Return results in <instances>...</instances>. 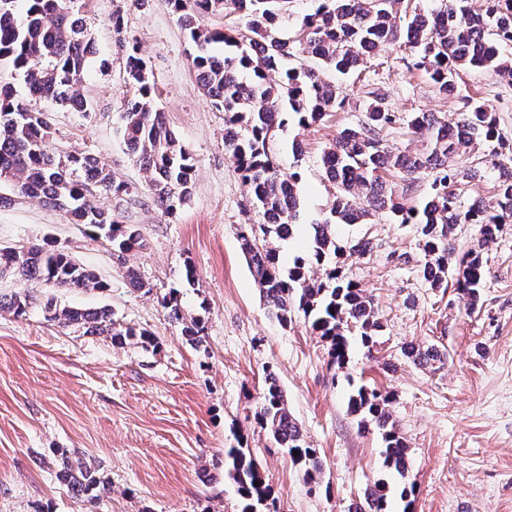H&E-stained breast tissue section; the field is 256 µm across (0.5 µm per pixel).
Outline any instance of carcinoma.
<instances>
[{
    "label": "carcinoma",
    "mask_w": 512,
    "mask_h": 512,
    "mask_svg": "<svg viewBox=\"0 0 512 512\" xmlns=\"http://www.w3.org/2000/svg\"><path fill=\"white\" fill-rule=\"evenodd\" d=\"M231 2L246 19V29L211 30L200 20ZM73 0H0V182L25 197L65 211L105 238L121 258L143 247L137 229L127 227L118 215L102 208L97 192L119 201H134L137 189L118 181L98 160L84 153H61L50 139L49 113L36 108L41 101L66 107L86 102L80 90L90 54L85 47L91 36L72 6ZM292 0H169L178 20L196 46L193 65L204 95L224 111V126L234 130L224 138L252 204L262 211L264 222L249 224L240 232L242 252L254 274L270 312L286 326L297 314L310 323L324 341L332 365L344 367L350 340L358 338L372 349L383 325L373 300L343 275V258L364 256L374 249L369 238L336 244L338 224H357L367 215L366 203L388 211L398 224H413L418 236L424 281L434 290L453 288L475 309L481 298L485 267L483 247L493 241L502 226L512 223V143L505 140L494 112L480 100L467 98L461 111L438 115L393 111L384 93L367 92L359 123L338 130L336 139L321 157L326 179L336 189L330 216L314 225L309 249L295 256L288 267L279 263L276 251L264 247L269 238L284 239L293 233L299 217L298 171L282 172L270 153L274 128L293 121L306 128L344 108L335 85L325 81L322 69L347 75L367 63L380 48L399 45L409 51L407 67L423 72L445 96L458 94L459 72L482 68L512 78V66L499 55L502 43H512V0H485L479 12L469 0H448L439 10H414L398 16L401 0H320L305 16L295 37L278 31V20ZM126 83L134 89L122 113L121 134L133 161L143 173L151 196L170 216L189 200L195 175L190 151L167 127L164 112L155 101L145 59L135 45H123ZM306 53L318 65L284 68L295 52ZM24 77L28 100L14 99V80ZM398 126L425 138L423 149L393 151L381 133ZM488 148L485 157L500 171L496 201L475 200L464 205L456 177L448 172V158L477 145ZM401 175L405 190L422 175L432 177L430 193L420 209L406 208L380 172ZM460 224L478 226L477 246L459 256L454 236ZM321 275H315V271ZM15 272L25 280L58 287L104 289L106 284L72 256L51 245L32 244L19 250L0 248V276ZM169 316L182 323L187 341H200L205 325L181 314L176 290L161 298ZM30 297H0V310L17 316L27 313ZM43 312L49 321L85 329L91 335L108 336L123 344L133 339L144 347L156 346L145 330L124 327L112 309L60 308L49 299ZM404 355L414 364L441 362L447 353L431 345L410 346ZM351 412L360 424H374L381 432L384 466L391 475L406 478L407 446L390 423V396L377 388L361 386L350 397ZM254 420L285 449L291 462L309 480L320 471L318 449L303 438L290 413L277 375L265 373L260 406ZM299 455H293V451ZM57 479L76 498H94L104 481L87 460L58 455ZM224 472L233 480L240 498V512H262L270 497L249 449L243 444L224 451ZM389 481L379 480L349 512H393Z\"/></svg>",
    "instance_id": "obj_1"
}]
</instances>
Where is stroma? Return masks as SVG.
<instances>
[{
    "label": "stroma",
    "mask_w": 512,
    "mask_h": 512,
    "mask_svg": "<svg viewBox=\"0 0 512 512\" xmlns=\"http://www.w3.org/2000/svg\"><path fill=\"white\" fill-rule=\"evenodd\" d=\"M84 24L97 46L84 74L83 111L49 106L52 141L62 152L95 156L116 179L138 186L136 202H100L139 229L145 245L124 260L108 242L71 223L60 210L0 186V246L43 242L93 269L102 290L46 288L14 276L0 278V294H30L26 315L0 311V512H239L234 484L224 475V450L244 436L279 512H348L382 477V436L360 426L348 400L359 386L391 392L389 407L408 446V475L417 492L414 512H512V224L485 246L481 301L468 310L454 291L423 280L413 226L384 210L362 223L337 225L338 244L366 236L379 247L347 258L346 273L372 294L383 330L373 350L352 341L343 368L330 366L327 346L303 316L287 326L272 317L240 248L243 225L260 222L249 207L235 163L224 149V115L196 79L195 53L168 0H87ZM123 18L122 34L112 29ZM139 46L156 102L192 153V194L167 216L144 190L143 174L121 136V115L132 88L125 81L121 42ZM406 53L390 46L355 73H324L347 96L345 110L301 129L275 130L270 147L280 169L299 171L302 220L294 237L271 239L281 265L328 216L334 187L320 158L339 128L357 124L363 100L380 88L397 112L460 111L462 98L484 102L512 138V82L481 69L461 71L459 94L446 97ZM300 152H293L292 142ZM408 261H401V254ZM194 285L183 282L186 264ZM134 267L146 283L125 277ZM179 289L183 316L204 320L191 345L159 301ZM58 305L111 308L124 326L151 333L157 345H113L110 337L45 319L48 298ZM435 345L445 361L420 367L404 347ZM272 368L305 440L318 448L321 471L307 482L302 470L254 422L264 370ZM96 462L109 482L101 497L76 499L60 484L57 451Z\"/></svg>",
    "instance_id": "obj_1"
}]
</instances>
